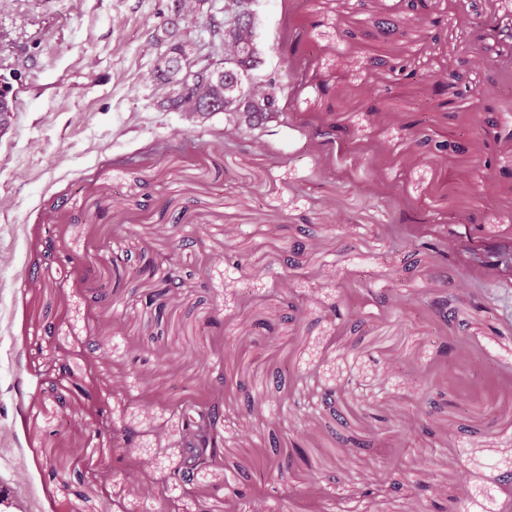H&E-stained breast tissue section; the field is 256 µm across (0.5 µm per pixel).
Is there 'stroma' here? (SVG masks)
<instances>
[{
    "instance_id": "1",
    "label": "stroma",
    "mask_w": 512,
    "mask_h": 512,
    "mask_svg": "<svg viewBox=\"0 0 512 512\" xmlns=\"http://www.w3.org/2000/svg\"><path fill=\"white\" fill-rule=\"evenodd\" d=\"M396 2L256 0L262 74L293 67L280 46L295 26L308 24L310 46L306 86L285 96L288 124L269 123L261 152L215 149L223 113L166 110L170 88L151 78L172 40L211 39L224 0L179 22L171 0L0 5V81L15 96L0 130V512H145L147 490L166 512H253L257 498L281 512H436L451 498L499 512L512 278L490 282L471 253L512 238V139L481 131L465 95L495 69L456 0H435L426 28L379 39L374 22L399 16ZM441 71L461 73L455 92L433 91ZM378 95L389 111L371 113ZM331 102L343 134L326 150L309 124ZM414 116L451 149L430 158L401 128ZM404 212L455 245L406 257L390 230ZM231 242L249 258L241 278L221 260ZM173 262L179 286L156 297ZM279 272L283 300L271 296ZM481 292L490 310L471 306ZM442 294L446 322L424 308ZM347 298L367 320L356 331L332 312ZM215 314L223 332L204 327ZM242 365L248 390L220 405L223 468L173 487L182 404ZM286 366L297 375L281 387ZM425 375L440 403L430 414ZM116 425L135 431L124 473L112 468ZM278 441L310 462L272 487L254 472ZM242 470L249 496H213Z\"/></svg>"
}]
</instances>
